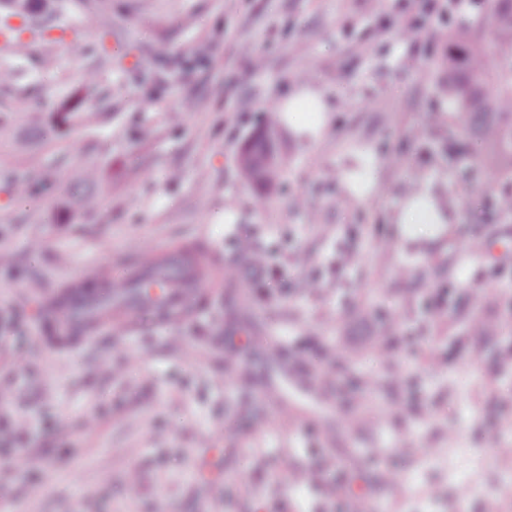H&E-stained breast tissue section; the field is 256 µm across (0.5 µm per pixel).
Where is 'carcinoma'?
I'll use <instances>...</instances> for the list:
<instances>
[{
  "label": "carcinoma",
  "mask_w": 512,
  "mask_h": 512,
  "mask_svg": "<svg viewBox=\"0 0 512 512\" xmlns=\"http://www.w3.org/2000/svg\"><path fill=\"white\" fill-rule=\"evenodd\" d=\"M7 13L0 16V28L11 31L22 42L13 50L19 59L32 54L40 56L42 66L51 70L57 62L56 47L67 46L75 53L85 51L76 20L105 16L109 23L100 35L101 50L94 54L95 66L86 78L92 83L98 71L122 64L112 57V0H3ZM496 27L493 39H487L474 21L470 29L449 38L448 103L457 107L442 137L453 145L461 133L472 132L481 141L485 152L472 157L474 166L493 165L502 184L512 187V0H497L494 7ZM18 17L14 26L10 19ZM83 88L75 89L55 112H1L0 128L18 131V150L26 152L47 134H55L75 124L93 127L100 123L102 113L83 109ZM241 168L244 178L253 186L266 189L277 180V168L265 163L262 155ZM103 187L101 172L94 166L74 170L69 175V208L92 211L99 206ZM176 253L187 262L204 255L205 248L196 242L175 246ZM100 310L112 304V289L99 281L88 280L80 287L70 285L59 289L47 311L58 316L78 303ZM91 330V324L79 320L68 326L58 340L67 343Z\"/></svg>",
  "instance_id": "1"
}]
</instances>
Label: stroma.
Instances as JSON below:
<instances>
[{
	"instance_id": "1",
	"label": "stroma",
	"mask_w": 512,
	"mask_h": 512,
	"mask_svg": "<svg viewBox=\"0 0 512 512\" xmlns=\"http://www.w3.org/2000/svg\"><path fill=\"white\" fill-rule=\"evenodd\" d=\"M127 40L150 52L139 71L103 72L85 106L104 112L95 130L72 127L25 162L16 134L0 130V512H322L327 476L317 453L365 462L377 512H512V218L474 215L498 187L448 163L441 129L448 32L479 15L493 34L492 0L452 14L418 43L403 38L407 0H112ZM369 40L370 54L351 52ZM421 75L402 69L407 56ZM91 59L59 51L54 70L0 48L13 84L0 111L51 112ZM329 93L327 128L297 133L276 116L299 83ZM195 100L184 111L186 100ZM270 125L280 177L259 194L238 154ZM92 162L110 186L95 212L63 213L57 184L24 199L10 188L41 169ZM429 173L446 181L453 224L388 223L405 189ZM488 242L470 252L473 231ZM271 252L267 267L235 249ZM203 243L220 256L245 309L228 331L224 293L178 324L102 327L71 345L42 310L85 265L129 259L136 245ZM442 293L440 315L427 306ZM439 318L443 331L386 357L380 329ZM287 338L292 357L328 370L317 400H298L314 427L275 423L266 401L289 370L277 350L254 353L259 395L224 375L226 334ZM352 347L345 364L337 343ZM233 449L225 457V449ZM387 454L373 465L378 449Z\"/></svg>"
}]
</instances>
